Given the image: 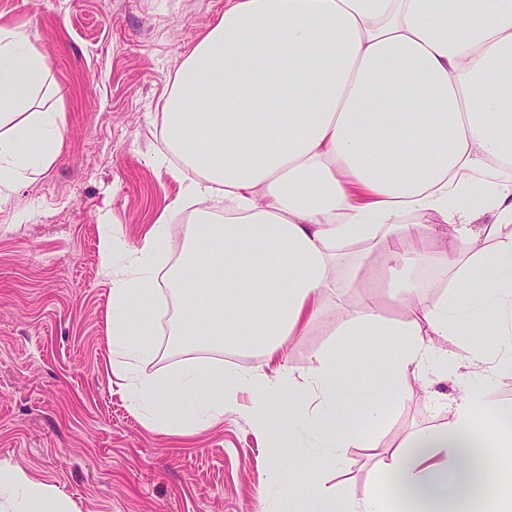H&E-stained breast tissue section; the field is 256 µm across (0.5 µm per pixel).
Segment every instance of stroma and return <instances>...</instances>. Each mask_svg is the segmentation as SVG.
Returning <instances> with one entry per match:
<instances>
[{"label": "stroma", "mask_w": 512, "mask_h": 512, "mask_svg": "<svg viewBox=\"0 0 512 512\" xmlns=\"http://www.w3.org/2000/svg\"><path fill=\"white\" fill-rule=\"evenodd\" d=\"M224 0H0V28L25 32L45 54L65 115L60 155L42 174L0 195V464L57 488L72 512H289L275 497L305 482L299 457L268 459L240 414L173 437L134 414L108 370L110 279L99 257L112 227L113 267L181 191L161 134L175 74ZM401 318L373 282L330 301L306 333L287 342L288 364L306 372L336 343L339 306ZM158 351L137 371L164 378L187 361L222 358L156 328ZM479 394L484 413L512 406V370L489 383L434 379L412 388L379 441L398 445L438 424L435 393ZM375 457L349 449L325 470L327 486L360 497L376 483Z\"/></svg>", "instance_id": "1"}]
</instances>
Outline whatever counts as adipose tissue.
<instances>
[{
  "instance_id": "ef3b65f1",
  "label": "adipose tissue",
  "mask_w": 512,
  "mask_h": 512,
  "mask_svg": "<svg viewBox=\"0 0 512 512\" xmlns=\"http://www.w3.org/2000/svg\"><path fill=\"white\" fill-rule=\"evenodd\" d=\"M44 56L18 30L0 29V187L47 170L60 154L64 116L35 110L47 91ZM194 127L195 145L185 130ZM164 142L195 176L177 205L194 204L193 223L174 244L161 214L130 261L133 277L113 279L107 314L108 358L130 407L153 429L185 436L225 411H241L272 459L283 439L306 433L311 466L305 486L285 482L278 498L290 512H475L481 488L492 512H512V471L462 469L478 403L453 399L434 426L408 434L380 461L388 483L357 499L330 492L323 469L351 448H374L410 378L447 377L448 353L435 339L457 322L495 315L494 348L476 344L470 366L483 381L512 366V0H226L178 70L164 103ZM223 193L216 218L207 203ZM492 223L480 238L494 254L460 246L474 213ZM407 212L434 216L421 249ZM368 241L387 298L405 317L372 311L341 318L348 340L386 338L394 348L360 408L344 402L367 372L332 346L306 373L284 361V342L303 335L335 296L343 247ZM178 266L161 269V255ZM429 263L478 276L488 290L453 289L435 301L416 275ZM205 283L174 335L215 340L225 351L255 352L273 372L189 364L160 380L135 365L155 351L154 318L165 290ZM215 383L203 387V374ZM252 396L240 407V395ZM180 404L173 420L168 401ZM15 491L21 512H67L51 487L12 465L0 489Z\"/></svg>"
}]
</instances>
